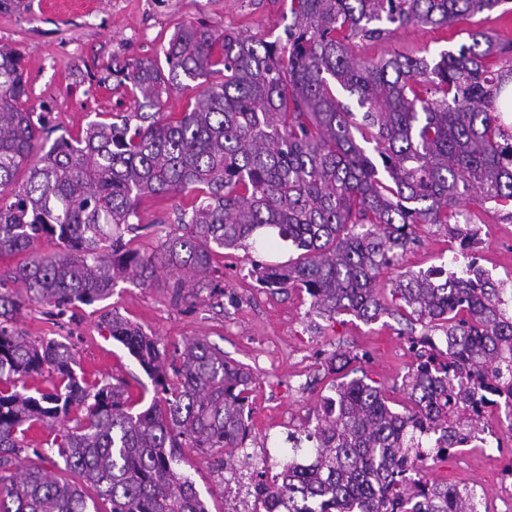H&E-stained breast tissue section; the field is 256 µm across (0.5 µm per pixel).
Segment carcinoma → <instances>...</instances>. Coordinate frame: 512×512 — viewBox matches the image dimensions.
I'll list each match as a JSON object with an SVG mask.
<instances>
[{
    "label": "carcinoma",
    "mask_w": 512,
    "mask_h": 512,
    "mask_svg": "<svg viewBox=\"0 0 512 512\" xmlns=\"http://www.w3.org/2000/svg\"><path fill=\"white\" fill-rule=\"evenodd\" d=\"M505 2L291 0L292 22L274 41L182 25L162 48L168 69L149 59L121 71L134 111L92 121L42 155L45 117L28 106L25 55L0 46V254H28L11 275L24 294L0 291V512H92L94 497L110 512H206L177 470L180 448H242L250 433L252 376L206 340L187 343L167 368L153 339L104 314L154 385L152 403L135 411L126 382H90L66 343L36 344L17 329L23 305H91L117 281L144 286L161 270L177 276L178 303L212 287L217 251L280 240L298 255L260 267L262 287L301 288L322 316L372 321L387 311L379 277L417 243L419 225L472 223L467 200L512 204V135L494 108L512 69H492L512 56L511 42L474 30L469 45L437 60L351 51L393 25L447 27ZM184 79L200 80L194 105L162 112L163 95ZM338 86L360 113L336 98ZM191 191L180 231L149 256L133 249L125 235L144 229L139 200ZM42 239L55 249L38 251ZM477 280L473 269L396 281L392 293L417 321L445 322L447 352L421 341L402 412L362 378L336 384L308 430L315 446L301 458L294 444L264 488L267 512L285 496L288 512L482 509L465 485L418 492L405 474L409 457L440 458L465 442L463 429L489 433L470 406L512 399L506 289ZM46 369L57 384L30 392L26 380ZM37 425L57 429L46 448L30 447ZM24 453L37 462L17 467Z\"/></svg>",
    "instance_id": "obj_1"
}]
</instances>
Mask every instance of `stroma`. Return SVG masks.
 <instances>
[{"label":"stroma","mask_w":512,"mask_h":512,"mask_svg":"<svg viewBox=\"0 0 512 512\" xmlns=\"http://www.w3.org/2000/svg\"><path fill=\"white\" fill-rule=\"evenodd\" d=\"M291 0H22L19 8L0 12V45L26 53L30 103L43 112L56 134H78L100 112H128V97L117 88L116 70L139 60L159 57L181 25H206L250 34L268 41L283 35L291 22ZM487 30L512 42V0L491 12L448 27L409 25L388 39L355 41L356 56L377 60L394 53L438 56L458 52L470 30ZM184 194L141 199L138 210L145 226L132 245L149 254L168 232L176 229L180 210L189 208ZM473 225L484 265L494 280L512 279V221L506 207L487 203L476 208ZM418 241L394 259L380 276L385 313L366 322L351 315L329 319L314 313L311 297L297 288L259 287L255 267L267 261H287L286 244L228 250L217 258L219 291L177 303L173 278L159 274L141 287L118 281L109 298L59 312L36 303L24 305L15 325L33 342L56 338L70 344L78 369L88 380H123L137 407L150 404L151 379L127 349L112 339L102 317L117 312L153 338L163 358L173 359L184 344L206 339L223 350L227 360L242 365L253 378L250 400L252 434L245 449L236 450L235 467L255 478L246 449H269L275 465L288 456V435L301 432L322 400L334 393L341 376L331 360L355 354L354 369L382 387L394 409L408 398L402 386L416 360L423 335L445 347L441 327L409 319L392 301L390 288L406 271L439 267L461 270L465 259H454L455 236L443 224L417 230ZM500 437L499 448L468 449L432 462L428 483H458L484 494L490 512H501L505 485L512 483V423L491 416ZM224 452L187 448L180 471L193 481L208 512H227L233 491L224 488Z\"/></svg>","instance_id":"1"}]
</instances>
